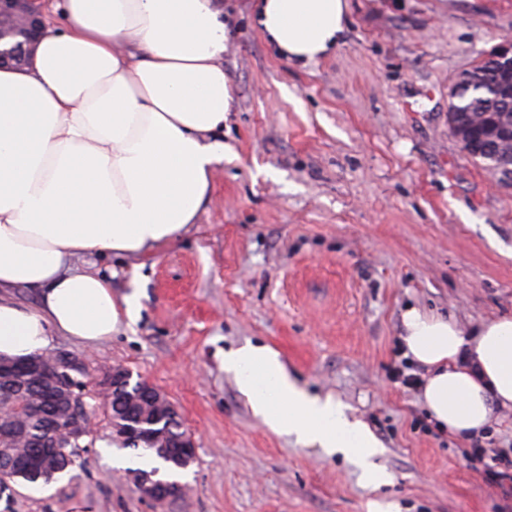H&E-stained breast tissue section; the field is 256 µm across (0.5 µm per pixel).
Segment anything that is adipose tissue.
<instances>
[{"mask_svg":"<svg viewBox=\"0 0 512 512\" xmlns=\"http://www.w3.org/2000/svg\"><path fill=\"white\" fill-rule=\"evenodd\" d=\"M347 0H260L256 23L286 59L338 44ZM228 20L214 0H63L32 64L0 69V357L46 353L55 337L88 346L134 321L139 298L75 259L140 255L174 242L212 193L233 102L224 74ZM31 288L35 307L12 289ZM406 356L426 374L421 403L439 428L470 440L512 410V316L465 331L411 307ZM254 414L275 433L355 462L389 483L379 443L332 398L309 394L270 348L224 357Z\"/></svg>","mask_w":512,"mask_h":512,"instance_id":"obj_1","label":"adipose tissue"}]
</instances>
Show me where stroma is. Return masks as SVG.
<instances>
[{
	"mask_svg": "<svg viewBox=\"0 0 512 512\" xmlns=\"http://www.w3.org/2000/svg\"><path fill=\"white\" fill-rule=\"evenodd\" d=\"M223 4L234 103L211 201L178 240L95 259L114 299L140 294L134 323L100 345L52 344L89 379L121 366L164 394L195 444L182 492L155 501L111 466L140 460L113 444L94 394L69 482L13 485L0 512H512V481L485 483L420 388L393 378L423 373L401 345L406 308L467 328L512 315V185L448 131V87L512 38V0H348L340 44L307 64L269 45L255 0ZM248 343L365 423L391 483L256 417L224 370Z\"/></svg>",
	"mask_w": 512,
	"mask_h": 512,
	"instance_id": "35a3bbf8",
	"label": "stroma"
}]
</instances>
